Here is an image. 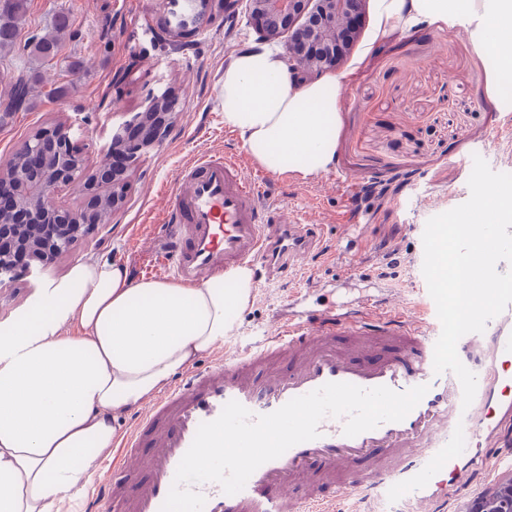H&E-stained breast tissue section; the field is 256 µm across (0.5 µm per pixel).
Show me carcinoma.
Masks as SVG:
<instances>
[{
    "instance_id": "obj_1",
    "label": "carcinoma",
    "mask_w": 512,
    "mask_h": 512,
    "mask_svg": "<svg viewBox=\"0 0 512 512\" xmlns=\"http://www.w3.org/2000/svg\"><path fill=\"white\" fill-rule=\"evenodd\" d=\"M26 0H0V52H9L18 45L28 50L34 61H49L56 56L59 42L68 31V19L58 14L52 25L42 33H23L22 25ZM40 75L18 74L13 78L9 91V107L21 109L29 105L35 83Z\"/></svg>"
}]
</instances>
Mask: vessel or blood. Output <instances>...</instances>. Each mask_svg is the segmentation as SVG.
Instances as JSON below:
<instances>
[{"instance_id": "vessel-or-blood-1", "label": "vessel or blood", "mask_w": 512, "mask_h": 512, "mask_svg": "<svg viewBox=\"0 0 512 512\" xmlns=\"http://www.w3.org/2000/svg\"><path fill=\"white\" fill-rule=\"evenodd\" d=\"M164 222L167 275L197 285L239 267L257 284L307 267L321 238L320 225L270 199L236 158L210 152L176 174ZM436 341L426 310L387 298L291 306L247 354L188 369L141 408L87 512H160L199 425L228 402L264 415L329 382L428 391L402 421L354 437L344 435V418H324L318 438L261 465L236 494L196 484L203 512H336L352 492L397 473L409 478L412 512H445L480 463L479 448L495 437L512 440V304L484 332L464 337L463 351L483 368L470 407L455 375L435 373ZM463 412L472 419L468 432L454 447L434 448L433 438Z\"/></svg>"}]
</instances>
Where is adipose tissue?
I'll return each mask as SVG.
<instances>
[{"mask_svg": "<svg viewBox=\"0 0 512 512\" xmlns=\"http://www.w3.org/2000/svg\"><path fill=\"white\" fill-rule=\"evenodd\" d=\"M368 43L393 23L473 24L512 89V0H370ZM335 75L301 81L279 50L255 44L221 78L224 125L263 169L298 179L336 161ZM254 301L238 268L203 285L135 279L128 268L85 258L46 280L0 322V512H79L95 461L109 458L138 405L235 331Z\"/></svg>", "mask_w": 512, "mask_h": 512, "instance_id": "adipose-tissue-1", "label": "adipose tissue"}]
</instances>
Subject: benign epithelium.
Listing matches in <instances>:
<instances>
[{
	"instance_id": "7a95c632",
	"label": "benign epithelium",
	"mask_w": 512,
	"mask_h": 512,
	"mask_svg": "<svg viewBox=\"0 0 512 512\" xmlns=\"http://www.w3.org/2000/svg\"><path fill=\"white\" fill-rule=\"evenodd\" d=\"M369 0H246L256 41L285 44L288 64L294 73L315 80L341 69L360 43L367 20ZM191 17L161 22L163 32L177 37L190 30ZM173 124L171 100L163 93L149 100L142 112L134 113L113 131L104 157L89 177L80 150L61 123L39 128L26 140L20 154L30 161L21 175L0 173V281H12L44 270L71 251L96 227L92 220L105 197L117 210L130 189V163L161 145ZM67 146L70 160L50 155L56 146ZM123 152L124 164L116 169L112 157ZM76 194L77 206L66 202ZM465 512H512V479L472 499Z\"/></svg>"
}]
</instances>
